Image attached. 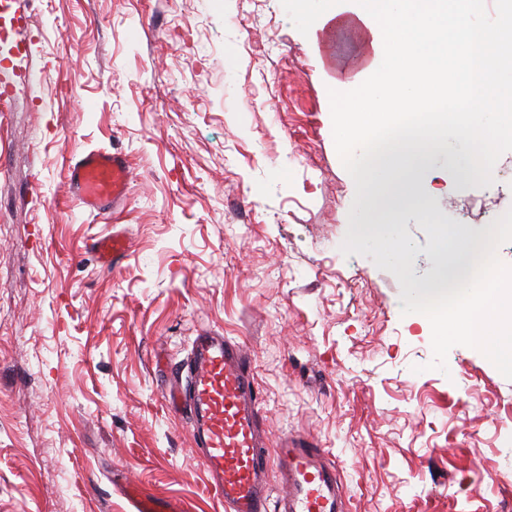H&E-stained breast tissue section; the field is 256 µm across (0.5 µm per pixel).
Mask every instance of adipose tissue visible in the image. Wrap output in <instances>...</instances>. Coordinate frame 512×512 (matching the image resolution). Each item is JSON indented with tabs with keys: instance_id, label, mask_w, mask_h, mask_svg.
Segmentation results:
<instances>
[{
	"instance_id": "obj_1",
	"label": "adipose tissue",
	"mask_w": 512,
	"mask_h": 512,
	"mask_svg": "<svg viewBox=\"0 0 512 512\" xmlns=\"http://www.w3.org/2000/svg\"><path fill=\"white\" fill-rule=\"evenodd\" d=\"M304 15L318 18L320 24L336 23L337 27L356 31L365 56H374L373 35L358 15L340 16L333 9L332 0H305ZM447 158L452 175L458 179L471 176L472 167L463 154L454 148H436L429 152H396L382 157L381 174L368 188L360 210L365 214L384 213L397 218L404 212L416 211L425 204L424 186L439 158Z\"/></svg>"
}]
</instances>
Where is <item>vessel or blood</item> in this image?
I'll return each mask as SVG.
<instances>
[{
    "label": "vessel or blood",
    "mask_w": 512,
    "mask_h": 512,
    "mask_svg": "<svg viewBox=\"0 0 512 512\" xmlns=\"http://www.w3.org/2000/svg\"><path fill=\"white\" fill-rule=\"evenodd\" d=\"M70 182L83 206L106 213L126 198L130 171L119 151L89 150L68 163ZM119 235L95 240L91 251L100 266L113 268L128 252ZM168 400L191 416L198 457L224 512H346L336 465L307 437L289 434L268 448L259 427V391L244 347L226 336L204 331L180 361ZM276 467L286 492L269 502L267 471ZM135 512H178L177 502L136 492Z\"/></svg>",
    "instance_id": "obj_1"
}]
</instances>
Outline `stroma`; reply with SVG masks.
I'll return each mask as SVG.
<instances>
[{"label":"stroma","instance_id":"obj_1","mask_svg":"<svg viewBox=\"0 0 512 512\" xmlns=\"http://www.w3.org/2000/svg\"><path fill=\"white\" fill-rule=\"evenodd\" d=\"M359 60L286 0H0V512H134L130 484L221 512L164 395L202 330L247 347L270 443L329 451L349 512H512V380L461 345L430 369L396 276L341 250L368 218L329 92ZM112 148L129 192L94 215L67 163ZM495 172L428 178L427 214L483 237L512 150ZM130 244L128 240L113 233L112 236L95 240L90 250L95 254L98 263L105 269L115 268L128 252Z\"/></svg>","mask_w":512,"mask_h":512}]
</instances>
